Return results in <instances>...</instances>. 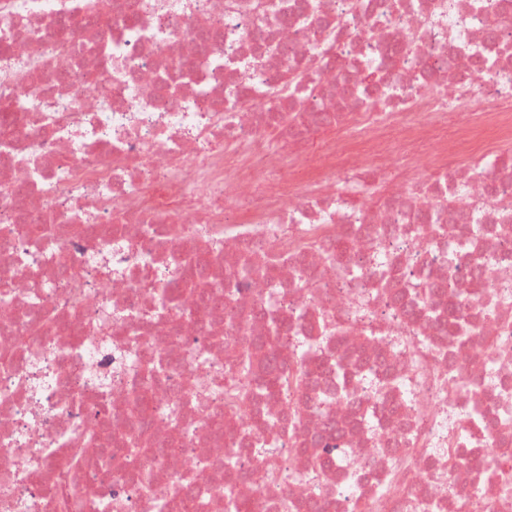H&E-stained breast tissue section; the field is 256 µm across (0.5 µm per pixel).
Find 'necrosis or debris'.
I'll use <instances>...</instances> for the list:
<instances>
[{
    "instance_id": "necrosis-or-debris-1",
    "label": "necrosis or debris",
    "mask_w": 512,
    "mask_h": 512,
    "mask_svg": "<svg viewBox=\"0 0 512 512\" xmlns=\"http://www.w3.org/2000/svg\"><path fill=\"white\" fill-rule=\"evenodd\" d=\"M507 47L512 0H0V512H512ZM270 336L309 387L229 411Z\"/></svg>"
}]
</instances>
